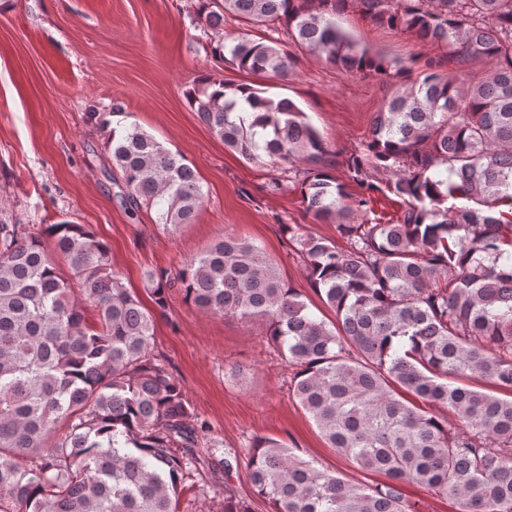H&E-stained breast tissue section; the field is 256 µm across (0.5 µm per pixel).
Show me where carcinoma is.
Instances as JSON below:
<instances>
[{
  "mask_svg": "<svg viewBox=\"0 0 512 512\" xmlns=\"http://www.w3.org/2000/svg\"><path fill=\"white\" fill-rule=\"evenodd\" d=\"M344 2L199 0L226 65L281 78L294 65L277 42L224 36L228 14L393 87L341 162L344 178L292 100L215 74L184 92L226 147L288 162L306 213L347 239L339 248L288 225L336 321L316 317L260 247L233 235L147 284L160 308L177 288L205 313L265 319L296 366L292 394L328 445L387 477L353 484L260 437L246 468L270 512H411L407 483L455 496L463 512H512V398L471 387L512 389V0H359L378 25L445 48L399 67L337 27ZM471 61L492 67L467 82ZM109 114L124 110L102 113L106 128ZM108 148L126 208L155 211L169 230L194 223L204 192L180 153L135 122L110 128ZM374 193L400 204L395 221L368 217ZM154 325L92 228L63 220L29 232L0 209V512H179L186 481L220 443L206 423L187 424L195 409L150 358Z\"/></svg>",
  "mask_w": 512,
  "mask_h": 512,
  "instance_id": "1",
  "label": "carcinoma"
}]
</instances>
